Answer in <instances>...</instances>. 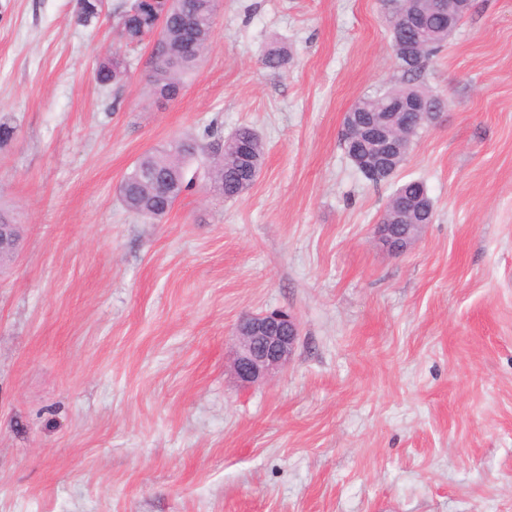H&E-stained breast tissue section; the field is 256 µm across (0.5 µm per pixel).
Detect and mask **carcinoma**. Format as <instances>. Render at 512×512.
I'll list each match as a JSON object with an SVG mask.
<instances>
[{
	"mask_svg": "<svg viewBox=\"0 0 512 512\" xmlns=\"http://www.w3.org/2000/svg\"><path fill=\"white\" fill-rule=\"evenodd\" d=\"M216 0H131L129 7L117 15V32L127 45L141 43L154 35L155 19L165 13V25L154 48L152 75L149 83L155 95L161 97L171 88L183 87V77L194 71L210 42ZM77 19L87 26L103 12L100 0H78ZM422 24L432 31L424 42L423 53L430 58L448 42V20L452 16L446 9L427 7L420 13ZM290 60L286 48L270 47L262 57V64L270 69H281ZM403 72V83L383 92L359 98L352 107L354 112H373L387 104L390 95L416 89L430 102L438 96L420 85L423 68L413 67L398 59ZM96 79L102 85L118 84L122 72L112 68L106 58L96 68ZM207 153L211 188L226 199H235L256 181L266 156V145L250 126L238 127L230 137L209 144V149L192 139L181 138L164 151L149 152L142 156L132 170L123 177L119 194L125 207L151 220H160L173 207L186 189L187 162L199 153ZM428 193L420 180H408L397 186L393 195L407 204Z\"/></svg>",
	"mask_w": 512,
	"mask_h": 512,
	"instance_id": "cac0c4a2",
	"label": "carcinoma"
}]
</instances>
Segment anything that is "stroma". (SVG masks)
Returning a JSON list of instances; mask_svg holds the SVG:
<instances>
[{"mask_svg": "<svg viewBox=\"0 0 512 512\" xmlns=\"http://www.w3.org/2000/svg\"><path fill=\"white\" fill-rule=\"evenodd\" d=\"M106 0H0V512H512V0H472L432 57L447 101L395 178L340 141L362 96L402 83L385 0H218L179 98L154 41L121 47ZM273 44L290 53L273 71ZM122 51L121 85L97 82ZM254 127L241 197L205 179L152 221L117 188L145 152ZM436 218L376 241L398 183ZM292 312L270 380L231 365L239 320ZM427 196L432 201V208L421 214L420 211L412 210L410 212V223L416 224L414 227L416 228V233L414 236L403 235V236H395L393 234V225L396 223H403L404 217L407 213V209L402 204V201L397 197L404 198L407 202V205L410 206L412 203L416 205L417 199H419L422 195ZM393 197V198H392ZM392 200L390 202V208L396 215V218L392 221L383 220V223L377 224L375 230V236L379 243L392 255H402L409 251L417 242L422 226L424 224H431L435 220L436 209L433 199L430 197L428 190L425 188V184L419 180H408L397 186L395 191L391 196Z\"/></svg>", "mask_w": 512, "mask_h": 512, "instance_id": "obj_1", "label": "stroma"}]
</instances>
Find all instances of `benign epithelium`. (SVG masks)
<instances>
[{
	"instance_id": "obj_1",
	"label": "benign epithelium",
	"mask_w": 512,
	"mask_h": 512,
	"mask_svg": "<svg viewBox=\"0 0 512 512\" xmlns=\"http://www.w3.org/2000/svg\"><path fill=\"white\" fill-rule=\"evenodd\" d=\"M416 115L431 123L438 118V111L430 109L420 97L395 99L387 111L372 112L366 121H360L357 113L345 114L341 140L358 135L367 140L364 161L375 171L374 177L389 174L391 160L405 149L400 131L407 128L409 115ZM390 208L396 218L376 226L375 236L392 255H402L417 242L422 225H415L416 234L396 236L393 225L404 222L407 209L402 201L392 198ZM300 338L296 320L287 312L272 311L243 317L236 329V348L232 368L241 383L252 385L272 376L290 362Z\"/></svg>"
}]
</instances>
